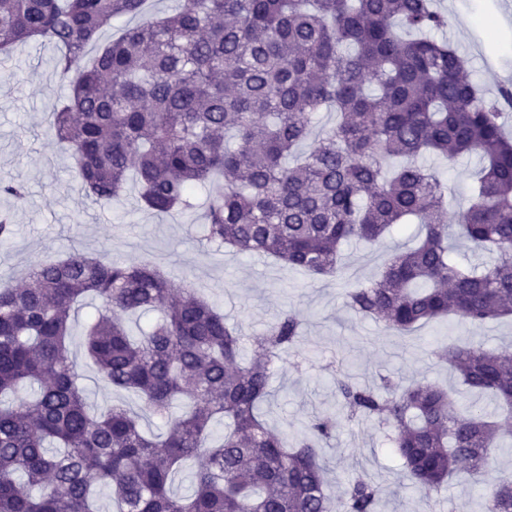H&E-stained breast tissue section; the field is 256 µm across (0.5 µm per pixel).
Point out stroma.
I'll list each match as a JSON object with an SVG mask.
<instances>
[{
    "instance_id": "1",
    "label": "stroma",
    "mask_w": 512,
    "mask_h": 512,
    "mask_svg": "<svg viewBox=\"0 0 512 512\" xmlns=\"http://www.w3.org/2000/svg\"><path fill=\"white\" fill-rule=\"evenodd\" d=\"M434 4L448 16V41L466 60L468 77L489 96L512 84V0ZM493 16L501 17L500 27H490ZM58 54L47 40L0 53V178L22 182L28 191L21 206L0 202V214L10 213L15 226L11 241L0 246V282L11 283L75 249L105 250L118 259L163 263L174 280H194L247 336L262 332L281 307L292 308L303 321V338L297 352L276 363L265 412L271 425L292 433L316 417L335 416L336 428L323 448L327 495L337 496L346 481L366 473L384 488L378 512H481L480 487L471 482L457 480L427 497L408 486L385 431L372 420L337 415L334 381L342 375L362 385L378 384L383 375L406 383L424 379L453 397L466 396L458 375L435 363L431 350L470 341L490 349L510 346L512 317L480 328L448 319L397 335L355 316L343 304L345 290L377 277L387 255L408 244L406 232L374 246H344L343 277L324 279L272 259L202 245L200 225L140 210L133 185L119 202L99 206L85 195L70 154L49 137L50 116L68 92L54 69ZM422 162L447 180L446 217L454 219L471 192L479 160L466 156L449 166L426 156Z\"/></svg>"
}]
</instances>
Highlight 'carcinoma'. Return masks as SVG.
I'll return each mask as SVG.
<instances>
[{"label":"carcinoma","mask_w":512,"mask_h":512,"mask_svg":"<svg viewBox=\"0 0 512 512\" xmlns=\"http://www.w3.org/2000/svg\"><path fill=\"white\" fill-rule=\"evenodd\" d=\"M146 2L0 0V50L46 39L60 49L56 72L74 76L51 131L89 196L110 205L132 178L140 209L198 216L205 245L324 277L341 275L343 244L415 224L419 243L347 289L348 309L400 334L512 316V139L501 126L512 91L480 93L456 49L432 37L448 25L432 0H174L101 42ZM323 109L335 118L317 128ZM424 154L481 160L453 224L448 183L417 162ZM0 198L20 203L24 186L1 179ZM459 241L484 261L461 263ZM85 302L83 356L106 386L137 393L138 413L98 416L87 403L72 349ZM301 334L285 307L246 336L159 265L81 250L38 264L0 288V512H96L100 487L115 512H376L381 487L366 475L325 493L332 417L292 440L262 417L273 366ZM432 355L493 400L494 416L388 376L338 380L339 413L388 430L414 489L462 473L481 486L482 512H512V475H492L490 462L512 436V350ZM143 415L165 433L147 435ZM188 460L197 467L179 496Z\"/></svg>","instance_id":"1"}]
</instances>
